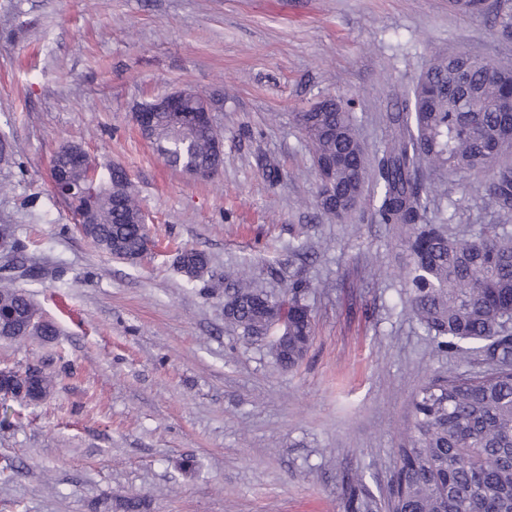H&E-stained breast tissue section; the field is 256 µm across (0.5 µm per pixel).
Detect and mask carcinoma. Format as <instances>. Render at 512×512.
<instances>
[{
  "label": "carcinoma",
  "mask_w": 512,
  "mask_h": 512,
  "mask_svg": "<svg viewBox=\"0 0 512 512\" xmlns=\"http://www.w3.org/2000/svg\"><path fill=\"white\" fill-rule=\"evenodd\" d=\"M450 0L461 14L491 12L501 38L512 37V0ZM26 23L0 20V38L16 41ZM512 96V60L489 62L469 56L436 55L411 87L394 94L388 114L391 138L369 155L350 112L334 101L321 112H298L295 121L311 146L321 175L316 205L343 221L364 208L370 223L389 224L409 256L404 287L414 317L437 345L462 357H483L480 375L450 374L424 384L412 398V423L397 449L399 468L390 487V512H512V231L487 224L472 239L448 237L430 217L431 202L448 196L450 175L482 173L470 196L512 217V112L500 102ZM146 138L165 162L186 172L224 167L223 135L213 122L185 133L172 112L156 114ZM68 208L85 238L106 255L136 264L146 257L144 214L120 165L92 172L69 167ZM370 191H365L366 186ZM0 274V339L59 335L29 294L16 285L34 274L25 246ZM178 270L190 283L209 265L203 251H179ZM212 288L224 289L225 322L250 339L286 322L288 331L268 342L277 365L302 360L312 335L304 302L308 283L291 279L288 294L273 296L243 272ZM11 388L0 399V420L9 419L7 401L31 404L50 392L51 380L9 369Z\"/></svg>",
  "instance_id": "carcinoma-1"
}]
</instances>
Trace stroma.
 I'll list each match as a JSON object with an SVG mask.
<instances>
[{"instance_id": "35a3bbf8", "label": "stroma", "mask_w": 512, "mask_h": 512, "mask_svg": "<svg viewBox=\"0 0 512 512\" xmlns=\"http://www.w3.org/2000/svg\"><path fill=\"white\" fill-rule=\"evenodd\" d=\"M6 12L30 28L0 46V135L13 148L0 163V224L44 266L19 285L60 334L0 340V368L55 378L0 424V467H15L0 474V512H120L130 497L143 512H385L414 392L486 365L420 327L390 226L316 209L294 115L352 100L375 153L393 90L434 53L512 57V41L449 0H0ZM185 86L223 99L224 169L206 182L166 165L132 119ZM67 141L126 169L156 242L140 263L97 251L50 194L49 161ZM478 182L449 178L450 198L437 200L450 237L498 223L470 200ZM181 247L209 256V278L248 269L275 296L307 280L313 334L297 367L227 326L223 291L179 272Z\"/></svg>"}]
</instances>
